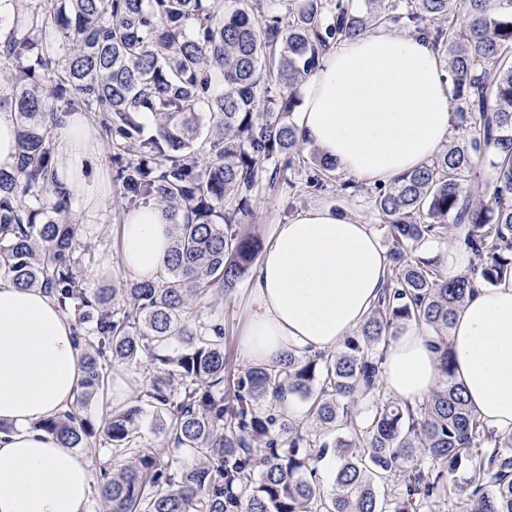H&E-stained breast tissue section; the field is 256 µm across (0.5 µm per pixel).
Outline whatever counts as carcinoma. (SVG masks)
Instances as JSON below:
<instances>
[{
    "instance_id": "carcinoma-1",
    "label": "carcinoma",
    "mask_w": 512,
    "mask_h": 512,
    "mask_svg": "<svg viewBox=\"0 0 512 512\" xmlns=\"http://www.w3.org/2000/svg\"><path fill=\"white\" fill-rule=\"evenodd\" d=\"M20 2L24 31L0 44V107L18 123L17 165L0 169V274L46 290L72 321L76 403L39 427L126 460L103 468L104 512H512V433L469 407L449 343L477 285L512 277V0H288L278 12L266 0ZM375 25L427 33L471 137L377 186L389 265L357 334L334 352L250 366L229 397L224 324L197 318L196 305L236 288L253 262L258 241L242 226L265 163L305 150L294 90L331 45ZM72 112L96 120L123 197L154 199L173 225L162 281L94 288L80 274L86 253L63 220L75 192L57 178L54 140ZM312 156L309 183L322 188L337 164ZM478 160L491 176L469 185ZM462 225L470 273L450 280L438 260L410 254ZM413 323L429 330L442 375L415 411L384 388L379 349ZM145 356L155 367L137 397L88 417L112 365ZM286 392L310 427L280 409ZM148 409L191 465L162 462L142 439ZM331 449L328 491L318 465Z\"/></svg>"
}]
</instances>
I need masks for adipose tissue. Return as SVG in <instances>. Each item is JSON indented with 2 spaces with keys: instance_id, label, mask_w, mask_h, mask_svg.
Instances as JSON below:
<instances>
[{
  "instance_id": "adipose-tissue-1",
  "label": "adipose tissue",
  "mask_w": 512,
  "mask_h": 512,
  "mask_svg": "<svg viewBox=\"0 0 512 512\" xmlns=\"http://www.w3.org/2000/svg\"><path fill=\"white\" fill-rule=\"evenodd\" d=\"M457 115L444 63L419 31L382 27L343 39L304 85L299 136L357 180L386 184L429 162ZM60 176L85 199L102 181L84 173L93 143L87 114L64 115ZM120 258L139 281L158 282L172 244L159 206L140 205L119 226ZM388 256L369 225L327 206L274 225L250 278V316L240 339L246 361L268 364L291 349L336 350L359 327L386 279ZM454 380L470 407L512 432V279L476 289L450 331ZM81 378L72 323L40 289L0 277V512H87L89 459L64 447L38 421L69 409ZM441 374L424 327L412 324L383 351L382 382L417 405Z\"/></svg>"
}]
</instances>
